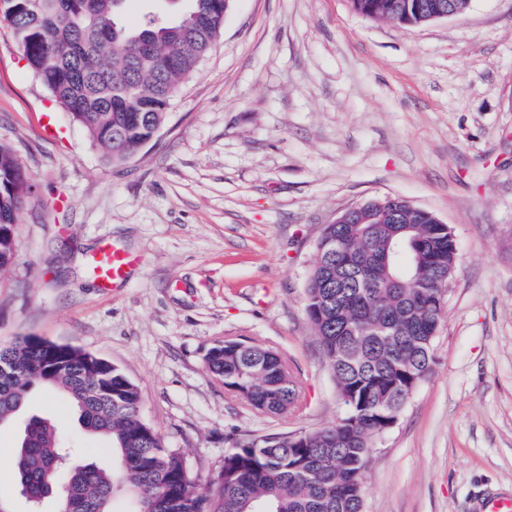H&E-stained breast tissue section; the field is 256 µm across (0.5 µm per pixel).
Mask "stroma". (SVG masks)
Instances as JSON below:
<instances>
[{
    "label": "stroma",
    "mask_w": 512,
    "mask_h": 512,
    "mask_svg": "<svg viewBox=\"0 0 512 512\" xmlns=\"http://www.w3.org/2000/svg\"><path fill=\"white\" fill-rule=\"evenodd\" d=\"M0 25V144L33 189L0 277V344L37 336L120 367L140 414L200 481L250 439L308 432L343 413L304 312L325 224L384 196L451 228L458 244L433 371L375 442L365 512H478L512 494V0L399 25L352 0H234L224 29L157 136L119 165L54 113ZM104 243L137 265L98 287ZM227 336L283 350L301 405L273 418L205 368ZM34 389L0 425V500L33 512L12 469L29 415L59 421L77 464L108 468L103 440Z\"/></svg>",
    "instance_id": "obj_1"
}]
</instances>
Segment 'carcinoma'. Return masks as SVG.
I'll return each instance as SVG.
<instances>
[{"mask_svg":"<svg viewBox=\"0 0 512 512\" xmlns=\"http://www.w3.org/2000/svg\"><path fill=\"white\" fill-rule=\"evenodd\" d=\"M127 0H0V23L23 47L26 66L105 159L120 163L153 140L170 101L224 27V0H178L169 16L122 20ZM369 17L398 23L467 0H352ZM32 182L15 152L0 145V276L14 256L17 214ZM371 222L327 224L344 256L317 251L305 315L343 405L336 423L300 437L252 439L224 454L221 478L202 484L180 452L140 415L141 393L109 361L70 345L27 336L0 344V424L25 406L33 387L61 390L80 426L104 438L110 470L67 466L75 448L48 419L28 418L13 458L26 498L58 512H364L363 475L375 440L400 416L409 393L432 371L443 321L440 290L453 276L457 245L440 224L400 197L380 199ZM208 372L258 412L285 418L300 386L278 349L226 336L206 351Z\"/></svg>","mask_w":512,"mask_h":512,"instance_id":"obj_1","label":"carcinoma"}]
</instances>
